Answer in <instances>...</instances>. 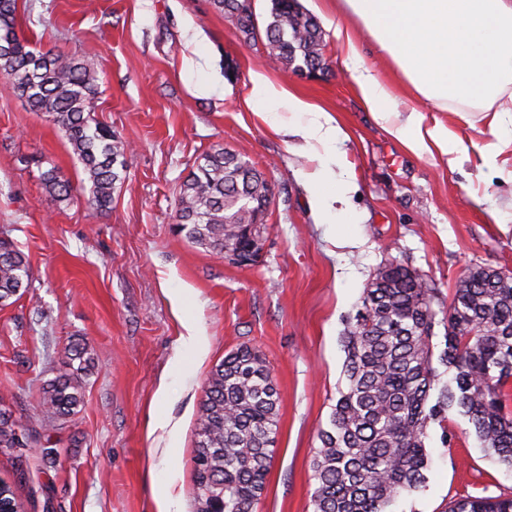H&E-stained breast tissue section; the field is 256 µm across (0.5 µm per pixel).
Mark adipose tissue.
I'll list each match as a JSON object with an SVG mask.
<instances>
[{"instance_id":"obj_1","label":"adipose tissue","mask_w":512,"mask_h":512,"mask_svg":"<svg viewBox=\"0 0 512 512\" xmlns=\"http://www.w3.org/2000/svg\"><path fill=\"white\" fill-rule=\"evenodd\" d=\"M342 13L358 22L397 70L434 111L450 106L487 109L512 86V0H336ZM335 36L346 53V68L364 106L387 132L412 153H454L447 125L412 110L398 121L392 96L366 65L350 29ZM250 99L284 112L305 115L293 135L320 146L347 139L336 117L272 82L260 70L250 73Z\"/></svg>"}]
</instances>
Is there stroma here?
Here are the masks:
<instances>
[{
	"label": "stroma",
	"mask_w": 512,
	"mask_h": 512,
	"mask_svg": "<svg viewBox=\"0 0 512 512\" xmlns=\"http://www.w3.org/2000/svg\"><path fill=\"white\" fill-rule=\"evenodd\" d=\"M321 23L326 70L299 79L271 61L211 0H18L17 28L38 48L80 57L101 78L94 122L129 144L107 213L88 209L91 184L61 131L0 76V239L29 269L20 297L0 305V408L24 434L0 450V477L23 512H156L163 489L194 512L195 419L210 371L242 345L261 351L280 392L277 437L257 512H313L312 459L341 389L345 322L376 269L399 262L435 288L434 353L444 348L448 304L466 268L512 272V176L483 166L480 150L512 132L502 116L440 113L457 144L455 164L419 157L361 102L335 26L355 30L362 55L389 87L394 109L421 107L415 91L336 0H300ZM205 40L187 45L183 28ZM330 111L347 140L301 150L275 132L280 115L249 100L251 70ZM264 173L272 199L257 261L217 258L176 229L179 188L214 145ZM328 162L356 184L347 204L313 215L304 176ZM69 181L48 197L42 172ZM195 327L206 357L184 343ZM85 347V368L65 363ZM76 373L83 402L54 418L47 384ZM177 435H170V426ZM455 433L445 446L443 432ZM424 491L393 512H448L459 496L512 494V473L493 463L467 418L431 425Z\"/></svg>",
	"instance_id": "1"
}]
</instances>
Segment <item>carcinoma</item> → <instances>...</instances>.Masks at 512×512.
<instances>
[{
	"label": "carcinoma",
	"instance_id": "1",
	"mask_svg": "<svg viewBox=\"0 0 512 512\" xmlns=\"http://www.w3.org/2000/svg\"><path fill=\"white\" fill-rule=\"evenodd\" d=\"M264 27L268 56L296 72L324 69L322 29L299 0H271ZM17 0H0V75L32 110L50 116L92 183L89 208L106 212L125 167L128 143L112 128L91 125L99 73L84 60L43 52L16 31ZM249 38L253 14L238 0H212ZM45 193L71 197L55 170L41 173ZM271 194L264 175L217 145L183 181L176 207L179 232L218 257L252 209ZM29 279L21 254L0 240V305ZM435 289L414 270L392 262L378 267L342 334L345 389L321 429L312 467L313 512H387L401 495L421 491L430 466L428 427L456 411L468 418L488 455L512 471V273L467 269L448 303V333L440 380L432 365ZM81 386L56 378L43 404L57 418L74 415ZM280 393L263 354L240 346L224 356L204 385L196 418L194 486L197 512H256L275 443ZM22 426L0 412V448L19 445ZM0 512H21L10 483L0 478ZM448 512H512V495L455 501Z\"/></svg>",
	"mask_w": 512,
	"mask_h": 512
}]
</instances>
